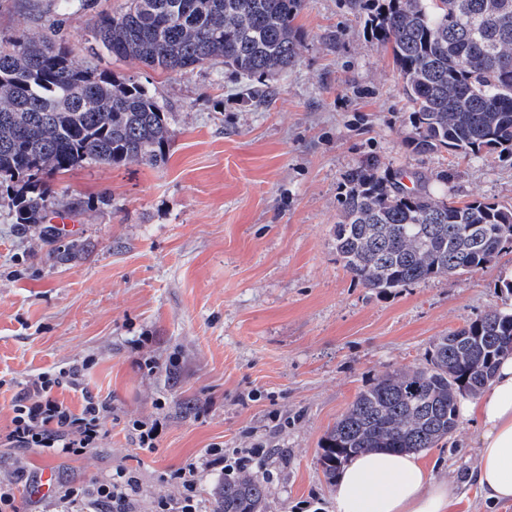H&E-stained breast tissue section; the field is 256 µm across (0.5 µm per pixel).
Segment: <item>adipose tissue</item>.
Masks as SVG:
<instances>
[{"instance_id": "ef3b65f1", "label": "adipose tissue", "mask_w": 512, "mask_h": 512, "mask_svg": "<svg viewBox=\"0 0 512 512\" xmlns=\"http://www.w3.org/2000/svg\"><path fill=\"white\" fill-rule=\"evenodd\" d=\"M478 431L471 477L489 506L512 502V355L488 386L465 402ZM456 487L438 479L416 455L387 450L354 458L333 489L336 512H446Z\"/></svg>"}]
</instances>
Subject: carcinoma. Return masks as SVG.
<instances>
[{
	"mask_svg": "<svg viewBox=\"0 0 512 512\" xmlns=\"http://www.w3.org/2000/svg\"><path fill=\"white\" fill-rule=\"evenodd\" d=\"M73 0H47L43 33L23 28L0 46V200L15 223L41 224L54 195L46 178L85 162L164 164L168 113L139 81L79 66L55 28ZM303 0H127L97 16L90 50L187 74L224 65L273 92L295 62L292 25ZM371 46L391 53L411 104L417 152L512 159V0H348ZM371 160L346 174L334 224L336 260L357 284L383 292L484 269L512 250V208L439 196L418 177ZM512 355V310H492L435 339L426 363L360 391L321 453L333 481L355 456L420 452L459 426L460 399ZM255 478L218 484L211 512H263Z\"/></svg>",
	"mask_w": 512,
	"mask_h": 512,
	"instance_id": "obj_1",
	"label": "carcinoma"
}]
</instances>
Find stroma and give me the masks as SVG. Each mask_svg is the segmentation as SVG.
<instances>
[{"instance_id":"stroma-1","label":"stroma","mask_w":512,"mask_h":512,"mask_svg":"<svg viewBox=\"0 0 512 512\" xmlns=\"http://www.w3.org/2000/svg\"><path fill=\"white\" fill-rule=\"evenodd\" d=\"M33 0H0V37L42 31ZM126 0H75L60 17L74 59L139 80L169 114L165 164L84 163L54 176L48 217L78 201L70 227L13 224L0 206V431L27 376L93 358L91 393L112 400L99 447L78 457L0 446V482L23 512H62L56 489L118 467L137 471L135 512L174 497L171 471L195 466L203 504L225 474L211 444L273 453L255 475L264 512H334L319 458L357 394L424 363L431 341L490 310L512 308L502 286L512 252L486 269L376 292L336 260L333 226L345 175L369 159L448 183L460 201L512 205V161L410 145L409 107L390 54L370 45L347 0H304L293 66L271 99L224 66L187 74L91 53L101 12ZM156 369H149V362ZM163 418L154 452L127 423ZM469 420L421 453L439 477L463 482L477 461ZM56 489L39 495L44 470Z\"/></svg>"}]
</instances>
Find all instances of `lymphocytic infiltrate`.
<instances>
[{
	"label": "lymphocytic infiltrate",
	"mask_w": 512,
	"mask_h": 512,
	"mask_svg": "<svg viewBox=\"0 0 512 512\" xmlns=\"http://www.w3.org/2000/svg\"><path fill=\"white\" fill-rule=\"evenodd\" d=\"M91 364V359L86 358L24 379L23 390L12 407L11 425L0 434V441L14 448H36L65 457L79 456L97 447L112 419V404L88 391L85 375ZM59 387L80 393V410L71 409L55 396ZM169 479L177 485L179 495L172 500H158L155 512H202L194 468L174 470ZM138 485L135 473L119 467L95 479L91 486L62 487L59 495L64 501L92 498L99 512H127Z\"/></svg>",
	"instance_id": "f902f5d3"
}]
</instances>
